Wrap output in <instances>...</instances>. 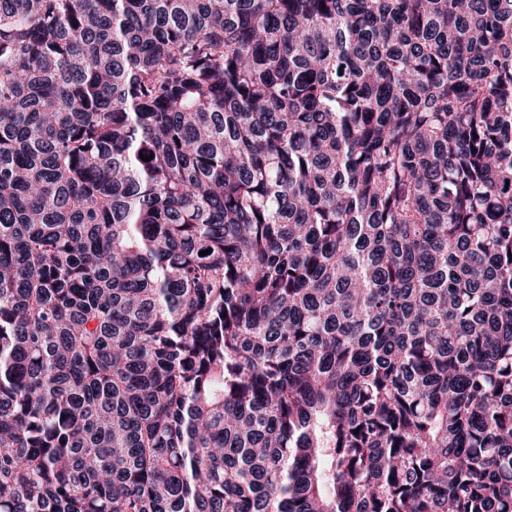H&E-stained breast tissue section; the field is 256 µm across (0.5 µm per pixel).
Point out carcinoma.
Wrapping results in <instances>:
<instances>
[{
  "label": "carcinoma",
  "instance_id": "1",
  "mask_svg": "<svg viewBox=\"0 0 512 512\" xmlns=\"http://www.w3.org/2000/svg\"><path fill=\"white\" fill-rule=\"evenodd\" d=\"M510 253L512 0H0V512H512Z\"/></svg>",
  "mask_w": 512,
  "mask_h": 512
}]
</instances>
